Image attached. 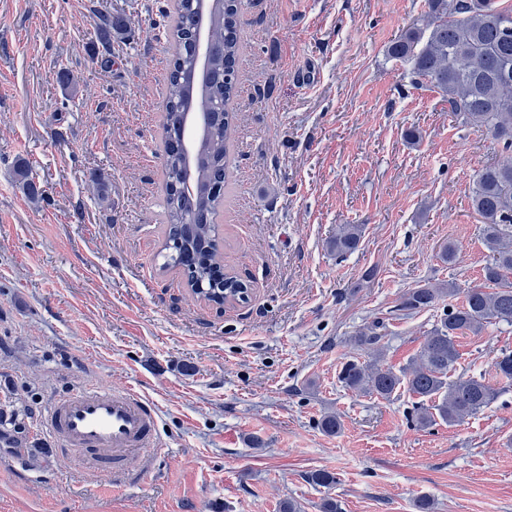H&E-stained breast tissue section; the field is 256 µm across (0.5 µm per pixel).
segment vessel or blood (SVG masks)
<instances>
[{"label":"vessel or blood","instance_id":"vessel-or-blood-1","mask_svg":"<svg viewBox=\"0 0 512 512\" xmlns=\"http://www.w3.org/2000/svg\"><path fill=\"white\" fill-rule=\"evenodd\" d=\"M43 429L83 466L133 479L126 461L137 456L151 468L161 455L159 413L139 391L91 383L53 398L41 418Z\"/></svg>","mask_w":512,"mask_h":512}]
</instances>
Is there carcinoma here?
<instances>
[{
    "mask_svg": "<svg viewBox=\"0 0 512 512\" xmlns=\"http://www.w3.org/2000/svg\"><path fill=\"white\" fill-rule=\"evenodd\" d=\"M242 0H206L189 7L177 0L170 35L177 52L170 62L165 101L163 176L167 230L163 268L180 269L200 298L216 305L243 299L248 285L228 271L215 224L224 199L233 134L236 62L240 47ZM429 23L406 29L387 55L410 65L415 81L425 80L448 100V111L485 128L504 148L512 149V5L500 0H427ZM208 21L212 56L200 73L190 59L191 36ZM224 104V121L207 125L200 137L204 161L193 164L183 147L185 113H206L214 100ZM473 210L483 224L491 252L484 283L469 287L464 302L446 310L424 336L416 359L400 372L382 365L379 325L362 328L354 344L367 355L343 363V386L365 396L389 399L405 387L421 399L412 421L421 428L459 424L495 401L498 389L483 377L457 372V339L477 335L496 322L512 324V161L489 164L473 176ZM362 229L341 228L331 242L338 256L355 252ZM459 291L453 282L420 284L408 289L396 311L407 316L436 307ZM500 381L512 383V352L495 360Z\"/></svg>",
    "mask_w": 512,
    "mask_h": 512,
    "instance_id": "1",
    "label": "carcinoma"
}]
</instances>
